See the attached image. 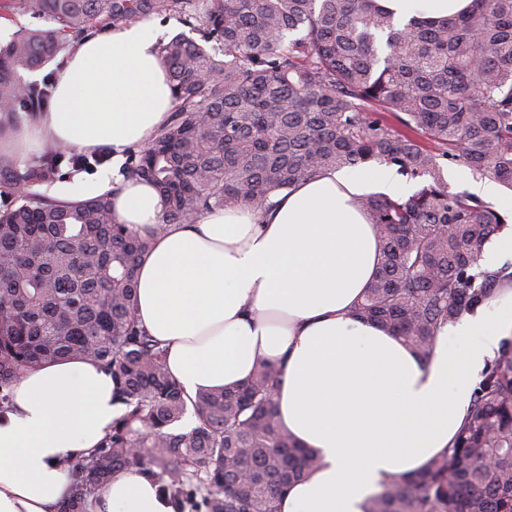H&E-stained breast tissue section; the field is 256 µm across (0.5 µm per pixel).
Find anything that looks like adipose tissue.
<instances>
[{"instance_id": "1", "label": "adipose tissue", "mask_w": 512, "mask_h": 512, "mask_svg": "<svg viewBox=\"0 0 512 512\" xmlns=\"http://www.w3.org/2000/svg\"><path fill=\"white\" fill-rule=\"evenodd\" d=\"M395 18L440 20L471 0H377ZM173 93L149 24L82 42L54 78L47 112L10 143L17 162L32 147H110L95 178L75 175L67 198L108 192L117 223H160L148 183L126 179L129 146L167 122ZM411 190L390 168H343L273 197L272 207L216 210L171 224L137 271L136 318L166 349L186 394L235 387L256 364L276 365L278 426L320 465L282 496L277 512H364L392 480L417 473L450 448L475 385L512 340V281L438 333L428 359L400 338L354 318L374 275L378 238L358 198ZM112 378L65 358L24 372L0 409V512H57L71 482L65 461L88 455L118 408ZM88 512H174L146 473L125 471L96 492Z\"/></svg>"}]
</instances>
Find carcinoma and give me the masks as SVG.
<instances>
[{
	"label": "carcinoma",
	"instance_id": "cac0c4a2",
	"mask_svg": "<svg viewBox=\"0 0 512 512\" xmlns=\"http://www.w3.org/2000/svg\"><path fill=\"white\" fill-rule=\"evenodd\" d=\"M176 12L159 45L175 101L168 122L128 152L126 177L151 184L163 223L141 235L104 193L41 191L87 166L59 145L23 166L0 153V407L28 369L71 355L101 366L122 413L75 474L58 512H86L97 488L139 469L175 512H277L318 467L276 422L280 369L262 363L235 389L185 395L166 349L138 324L136 271L153 233L269 198L341 168L370 164L417 184L407 197L357 201L380 243L354 308L422 356L438 331L485 303L499 273L485 247L512 214L452 192V162L512 190V0H472L442 21L397 22L376 0H0V19L46 18L0 45V139L51 98L24 74L73 38ZM192 408L196 426L177 429ZM365 512H512V342L488 365L452 448L393 481Z\"/></svg>",
	"mask_w": 512,
	"mask_h": 512
}]
</instances>
